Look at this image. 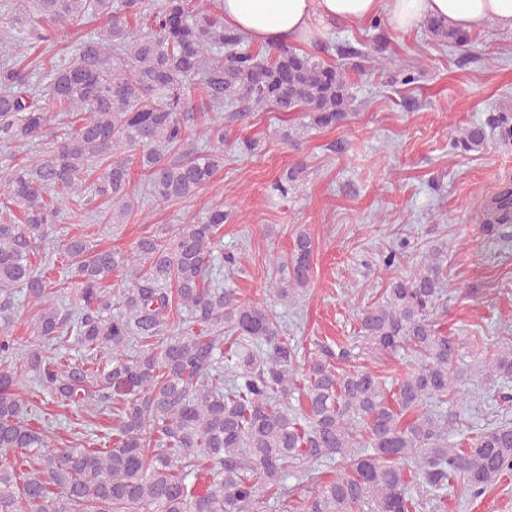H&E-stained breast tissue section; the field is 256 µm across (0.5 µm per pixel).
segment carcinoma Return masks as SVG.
<instances>
[{
  "instance_id": "cac0c4a2",
  "label": "carcinoma",
  "mask_w": 512,
  "mask_h": 512,
  "mask_svg": "<svg viewBox=\"0 0 512 512\" xmlns=\"http://www.w3.org/2000/svg\"><path fill=\"white\" fill-rule=\"evenodd\" d=\"M101 27L66 63L70 26ZM28 28L26 49L0 57V512H440L456 488L481 498L512 474V419L503 414L453 442L463 395L460 337L442 331L443 247L420 253L408 274L404 253L382 258L390 272L360 312L356 335L335 353L305 357L276 306H293L311 282L312 245L295 234L285 276L269 300L246 302L213 277L227 214L210 208L171 239L154 232L128 250L57 235L107 208L123 224L140 200L190 199L224 167L227 130L248 112H302L315 128L349 116L350 73L383 54L379 32L361 49L318 47L325 64L292 44L252 51L224 24L219 0H20L0 9V32ZM424 27L463 46L467 33L437 18ZM216 112L198 120L197 108ZM64 118L73 128L56 126ZM209 145L190 146L188 133ZM512 145V113L491 112L455 142L476 151L489 138ZM146 177L131 189V170ZM495 240L512 247V180L480 209ZM62 270L76 292L59 301ZM128 285L112 295V276ZM37 310L35 339L11 334L19 298ZM79 356L70 354V344ZM398 378L335 358L395 356ZM478 373L512 383V333L492 336ZM48 391L97 421L71 427L79 445L53 448V420L26 397ZM298 406H293L292 399ZM346 471L312 477L325 461ZM297 484L288 486V479ZM303 488V497L295 492Z\"/></svg>"
}]
</instances>
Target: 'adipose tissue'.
I'll return each mask as SVG.
<instances>
[{
  "label": "adipose tissue",
  "mask_w": 512,
  "mask_h": 512,
  "mask_svg": "<svg viewBox=\"0 0 512 512\" xmlns=\"http://www.w3.org/2000/svg\"><path fill=\"white\" fill-rule=\"evenodd\" d=\"M224 22L248 41L311 43L336 28L386 11L394 29L409 30L428 16L463 31L494 24L512 31V0H221Z\"/></svg>",
  "instance_id": "obj_1"
}]
</instances>
